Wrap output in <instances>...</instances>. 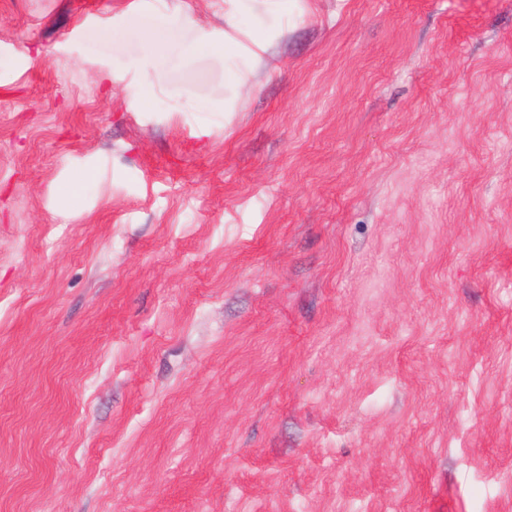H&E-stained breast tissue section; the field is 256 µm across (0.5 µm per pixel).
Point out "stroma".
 <instances>
[{"label":"stroma","instance_id":"35a3bbf8","mask_svg":"<svg viewBox=\"0 0 512 512\" xmlns=\"http://www.w3.org/2000/svg\"><path fill=\"white\" fill-rule=\"evenodd\" d=\"M0 512H512V0H0Z\"/></svg>","mask_w":512,"mask_h":512}]
</instances>
